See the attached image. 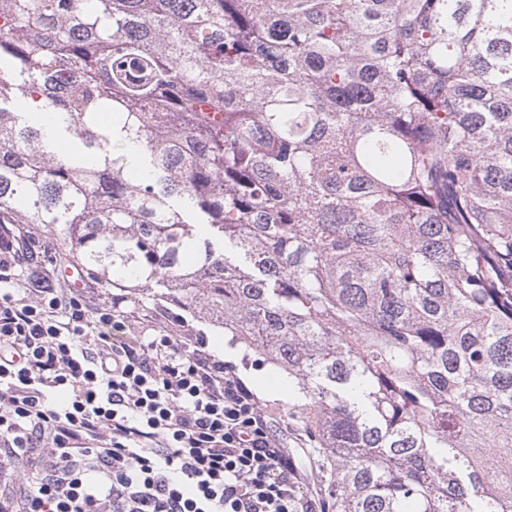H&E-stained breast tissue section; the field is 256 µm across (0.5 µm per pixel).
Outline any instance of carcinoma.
Here are the masks:
<instances>
[{
  "mask_svg": "<svg viewBox=\"0 0 512 512\" xmlns=\"http://www.w3.org/2000/svg\"><path fill=\"white\" fill-rule=\"evenodd\" d=\"M0 17V225L26 252L53 260L38 224L288 379L325 512H512V0Z\"/></svg>",
  "mask_w": 512,
  "mask_h": 512,
  "instance_id": "carcinoma-1",
  "label": "carcinoma"
}]
</instances>
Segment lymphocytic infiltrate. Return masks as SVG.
I'll return each instance as SVG.
<instances>
[{
  "label": "lymphocytic infiltrate",
  "instance_id": "lymphocytic-infiltrate-1",
  "mask_svg": "<svg viewBox=\"0 0 512 512\" xmlns=\"http://www.w3.org/2000/svg\"><path fill=\"white\" fill-rule=\"evenodd\" d=\"M20 258L0 245V512H322L204 337L18 287Z\"/></svg>",
  "mask_w": 512,
  "mask_h": 512
}]
</instances>
